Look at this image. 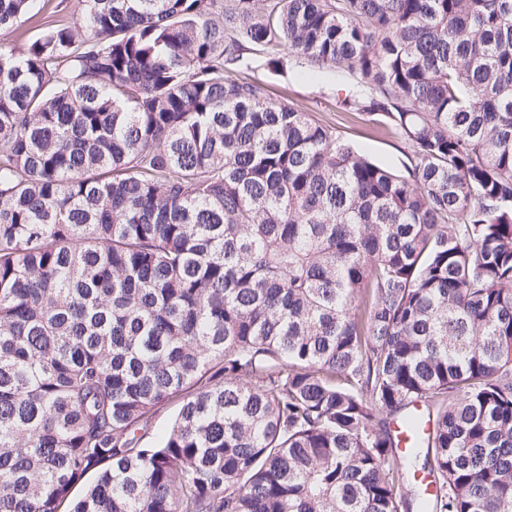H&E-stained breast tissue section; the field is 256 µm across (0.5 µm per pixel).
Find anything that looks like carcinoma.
Instances as JSON below:
<instances>
[{
    "label": "carcinoma",
    "mask_w": 512,
    "mask_h": 512,
    "mask_svg": "<svg viewBox=\"0 0 512 512\" xmlns=\"http://www.w3.org/2000/svg\"><path fill=\"white\" fill-rule=\"evenodd\" d=\"M79 2L0 41V512H512V0ZM263 56H257L252 67L240 77L261 80L271 98L310 112L314 119L333 127L341 139L373 162L401 168L408 149L399 135L378 133L369 115L336 107V94L353 88V78L347 72L335 68L313 69L307 63L301 70L287 68L284 72H271L263 66ZM309 69L315 71L314 79L303 76ZM178 411V401L172 400L162 406L155 415L153 427L150 431L148 443H153L171 427L172 421Z\"/></svg>",
    "instance_id": "carcinoma-1"
}]
</instances>
